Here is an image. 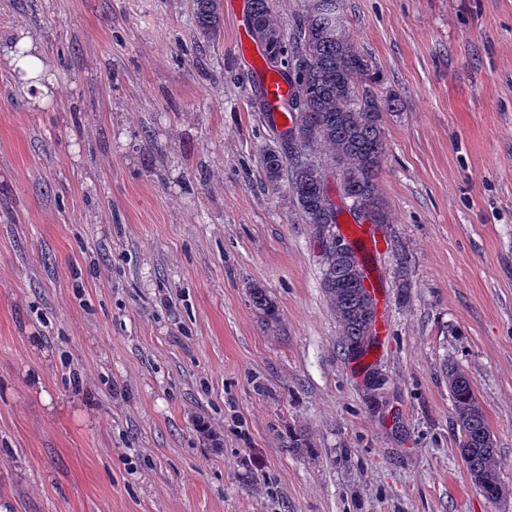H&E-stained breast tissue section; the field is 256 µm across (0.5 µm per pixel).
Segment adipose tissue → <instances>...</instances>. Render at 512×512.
Here are the masks:
<instances>
[{
    "mask_svg": "<svg viewBox=\"0 0 512 512\" xmlns=\"http://www.w3.org/2000/svg\"><path fill=\"white\" fill-rule=\"evenodd\" d=\"M0 58L4 59L17 78L21 91L33 106L47 107L58 87L42 47L19 32L16 41L0 43Z\"/></svg>",
    "mask_w": 512,
    "mask_h": 512,
    "instance_id": "ef3b65f1",
    "label": "adipose tissue"
}]
</instances>
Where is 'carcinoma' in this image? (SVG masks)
Wrapping results in <instances>:
<instances>
[{
  "label": "carcinoma",
  "instance_id": "obj_1",
  "mask_svg": "<svg viewBox=\"0 0 512 512\" xmlns=\"http://www.w3.org/2000/svg\"><path fill=\"white\" fill-rule=\"evenodd\" d=\"M343 0H307L295 26L284 28L273 10V0H250L254 17L251 34L263 50V61L278 60L275 71L288 80L301 97L300 117L291 121L307 126L301 158L282 154L274 146L260 155L267 181L284 184L302 220L319 228L337 223L320 194L325 165L339 168L341 189L371 205L377 223H390L378 175L384 158L383 115L393 103L371 89L376 83L370 60L340 31L336 5ZM192 23L202 36L214 38L223 25L222 0H190ZM324 150L326 163L316 157ZM355 260L340 255L323 263L322 288L341 328L344 349L354 356L366 344L373 315L372 300L353 284ZM253 307L268 315L272 303L265 291H250ZM448 390L454 402L453 424L459 434L458 453L470 479L483 492L501 501L496 444L485 412L469 376L459 368L448 370Z\"/></svg>",
  "mask_w": 512,
  "mask_h": 512
}]
</instances>
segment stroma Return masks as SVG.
<instances>
[{
	"mask_svg": "<svg viewBox=\"0 0 512 512\" xmlns=\"http://www.w3.org/2000/svg\"><path fill=\"white\" fill-rule=\"evenodd\" d=\"M189 0H0L56 99L0 63V501L10 512H512V0H345L398 105L367 254L365 386L316 231L266 186L272 127ZM264 288L274 318L256 310ZM470 377L506 497L457 452ZM305 445H289V432ZM14 42L0 43V59L7 62L17 78L21 91L38 108H46L53 100L58 84L42 47L30 39L23 29ZM20 51V53L18 52Z\"/></svg>",
	"mask_w": 512,
	"mask_h": 512,
	"instance_id": "stroma-1",
	"label": "stroma"
}]
</instances>
